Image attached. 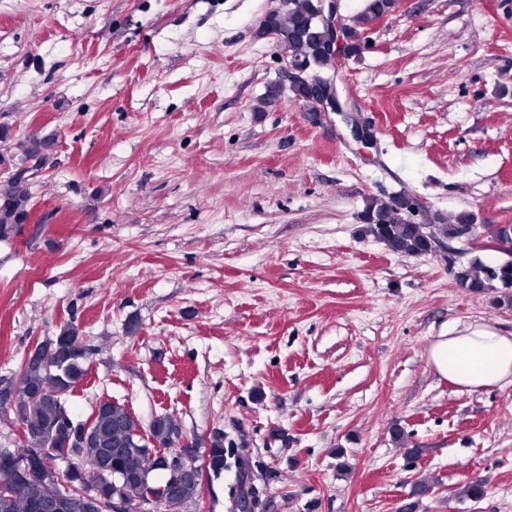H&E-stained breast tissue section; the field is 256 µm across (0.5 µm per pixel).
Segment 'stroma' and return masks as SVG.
Listing matches in <instances>:
<instances>
[{
  "label": "stroma",
  "instance_id": "obj_1",
  "mask_svg": "<svg viewBox=\"0 0 512 512\" xmlns=\"http://www.w3.org/2000/svg\"><path fill=\"white\" fill-rule=\"evenodd\" d=\"M279 5L0 0V147L53 143L28 224L0 240V375L71 322L91 350L76 420L112 399L144 429L168 413L224 432L267 512H512V384L462 393L425 356L454 324L512 331V307L361 221L412 194L481 224L462 261L502 260L512 0H396L368 28L334 82L369 147L288 92L260 32Z\"/></svg>",
  "mask_w": 512,
  "mask_h": 512
}]
</instances>
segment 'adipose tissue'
Returning a JSON list of instances; mask_svg holds the SVG:
<instances>
[{"mask_svg":"<svg viewBox=\"0 0 512 512\" xmlns=\"http://www.w3.org/2000/svg\"><path fill=\"white\" fill-rule=\"evenodd\" d=\"M435 374L473 393L512 383V332L467 323L433 337L425 351Z\"/></svg>","mask_w":512,"mask_h":512,"instance_id":"adipose-tissue-1","label":"adipose tissue"}]
</instances>
